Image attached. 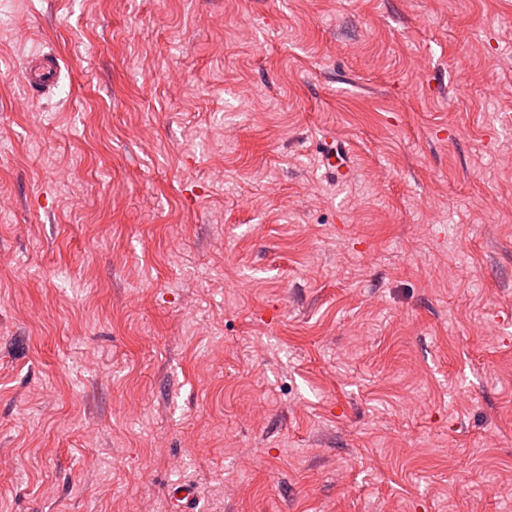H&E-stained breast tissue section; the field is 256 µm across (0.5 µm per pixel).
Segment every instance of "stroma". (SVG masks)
Returning a JSON list of instances; mask_svg holds the SVG:
<instances>
[{"mask_svg":"<svg viewBox=\"0 0 512 512\" xmlns=\"http://www.w3.org/2000/svg\"><path fill=\"white\" fill-rule=\"evenodd\" d=\"M9 5L0 512H512V0ZM60 59L53 52L31 56L25 65L23 79L36 98L44 95L58 81Z\"/></svg>","mask_w":512,"mask_h":512,"instance_id":"obj_1","label":"stroma"}]
</instances>
